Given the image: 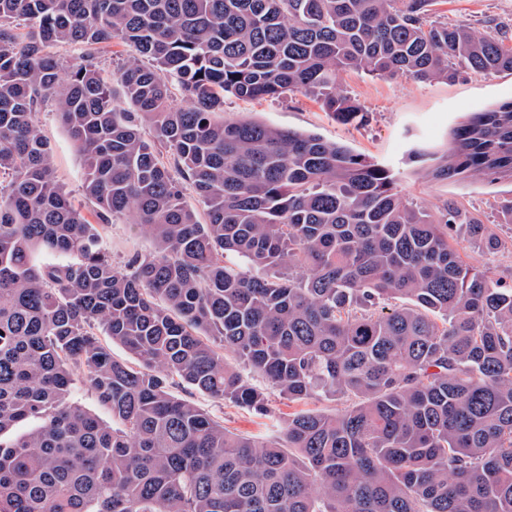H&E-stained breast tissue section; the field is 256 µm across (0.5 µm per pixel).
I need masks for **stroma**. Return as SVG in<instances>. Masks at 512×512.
Here are the masks:
<instances>
[{
	"mask_svg": "<svg viewBox=\"0 0 512 512\" xmlns=\"http://www.w3.org/2000/svg\"><path fill=\"white\" fill-rule=\"evenodd\" d=\"M431 17L512 41V0H438ZM338 85L367 112L366 123H341L324 112L312 97L302 94L262 101H246L228 94L224 97V117L253 119L313 133L388 166L396 173L397 189L406 199L434 214L444 206H454L463 215L487 224L500 243L494 256L485 257L465 229L452 232V242L469 265H492L497 276L512 284V223H504L500 213L501 201L512 197V180H434L424 174L430 154H443L451 129L462 117L512 101V71L485 74L465 70L452 82H418L345 72ZM39 122L53 149L56 179L71 192L76 206L84 213H92L93 205L81 188V155L53 109L40 112ZM101 237L103 247L120 264L134 254H147L154 248L152 238L121 222L102 228ZM250 381L266 390L267 415L258 416L246 408L197 392L189 394L182 388L177 394L190 396L201 409L223 419L225 428L231 432L260 437L275 435L295 406L268 389L261 375L252 374Z\"/></svg>",
	"mask_w": 512,
	"mask_h": 512,
	"instance_id": "1",
	"label": "stroma"
}]
</instances>
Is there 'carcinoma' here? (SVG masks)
Returning <instances> with one entry per match:
<instances>
[{
    "instance_id": "cac0c4a2",
    "label": "carcinoma",
    "mask_w": 512,
    "mask_h": 512,
    "mask_svg": "<svg viewBox=\"0 0 512 512\" xmlns=\"http://www.w3.org/2000/svg\"><path fill=\"white\" fill-rule=\"evenodd\" d=\"M436 2L0 0V512H512V285L448 229L497 238L340 143L217 119L226 94L291 92L361 124L343 71H512V44L430 19ZM115 39L121 111L95 57ZM49 103L96 224L55 179ZM425 173L512 179V103L466 116ZM115 220L154 251L114 263ZM246 369L291 403L351 404L259 438L173 393L265 415ZM78 385L112 422L69 401ZM451 243L459 250L464 260L471 266L482 268L486 263V257L481 249L473 244L468 238L465 228L451 232Z\"/></svg>"
}]
</instances>
